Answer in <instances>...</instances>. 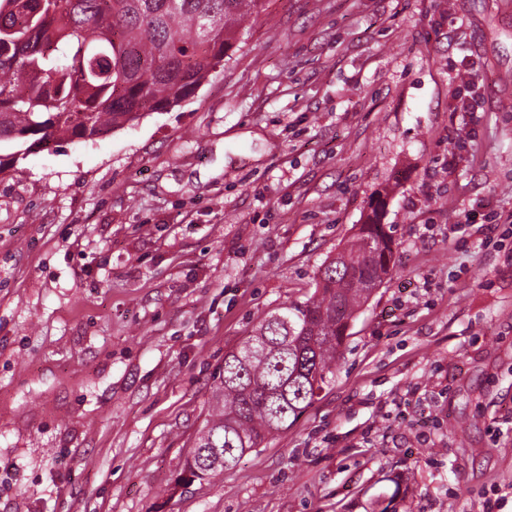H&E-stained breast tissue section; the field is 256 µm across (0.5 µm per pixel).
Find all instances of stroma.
Returning a JSON list of instances; mask_svg holds the SVG:
<instances>
[{"instance_id": "stroma-1", "label": "stroma", "mask_w": 512, "mask_h": 512, "mask_svg": "<svg viewBox=\"0 0 512 512\" xmlns=\"http://www.w3.org/2000/svg\"><path fill=\"white\" fill-rule=\"evenodd\" d=\"M381 190L331 383L182 482L225 354ZM385 504L512 512V0H264L179 106L0 173V512Z\"/></svg>"}]
</instances>
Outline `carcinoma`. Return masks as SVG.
Returning a JSON list of instances; mask_svg holds the SVG:
<instances>
[{
	"instance_id": "1",
	"label": "carcinoma",
	"mask_w": 512,
	"mask_h": 512,
	"mask_svg": "<svg viewBox=\"0 0 512 512\" xmlns=\"http://www.w3.org/2000/svg\"><path fill=\"white\" fill-rule=\"evenodd\" d=\"M263 0H0V172L59 138L93 139L192 97ZM302 303L224 357L183 473L208 482L284 433L330 383L393 239L377 209Z\"/></svg>"
}]
</instances>
